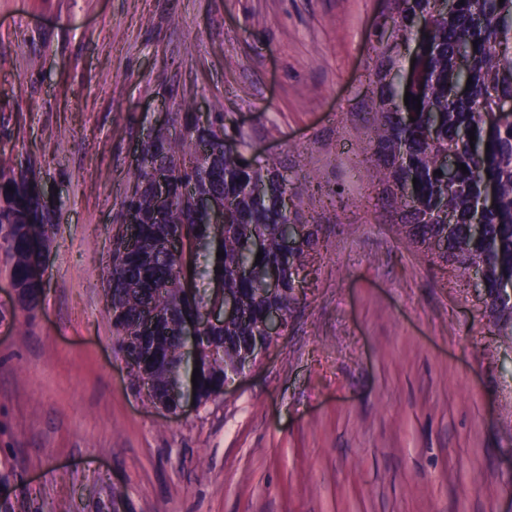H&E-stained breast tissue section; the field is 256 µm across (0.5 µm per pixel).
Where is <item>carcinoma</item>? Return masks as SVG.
Returning <instances> with one entry per match:
<instances>
[{"label": "carcinoma", "instance_id": "carcinoma-1", "mask_svg": "<svg viewBox=\"0 0 512 512\" xmlns=\"http://www.w3.org/2000/svg\"><path fill=\"white\" fill-rule=\"evenodd\" d=\"M389 25L409 52L402 61L392 44L373 49L377 98L369 112L368 147L386 200L401 215L407 236L429 250L438 246V257L456 278L467 283L481 275L490 315L511 326L512 296L500 288L502 278L512 275V124L491 120L487 107L493 98L512 100V0H453L451 7L447 0H396ZM407 91L420 97L421 109L413 100L404 102ZM472 129L477 151L470 146ZM227 139L222 112L207 127L192 112L173 113L172 122L154 132L145 164L134 168L120 200L135 242L124 250L116 245L103 269L105 314L131 385L150 378L146 401L152 407H174L182 394L200 405L223 395L226 378L271 344L262 329L268 309L292 312L300 275L319 245L318 225L309 223L295 247L283 251L288 225L302 223L295 202L309 188L295 185L273 163L252 164L234 144L225 151ZM203 144L209 147L205 156L198 154ZM158 148L169 163L156 169L151 155ZM449 152L455 165L466 166L455 170L451 182L437 175L441 155ZM157 178L167 186L163 205L152 190ZM490 187L493 204L476 211ZM198 193L224 202V223L212 224L195 209ZM286 197L294 202L290 208L283 204ZM444 215L451 224L441 222ZM476 223L482 225L478 236L472 231ZM54 224L56 209L42 188L38 162L16 165L0 158V264L24 288L20 307L32 318L42 294L41 286L28 282V268L40 257L32 238ZM174 236L187 243L182 257L168 247ZM219 251L224 256L217 257ZM185 267L193 278L207 277L209 287L182 291ZM272 267L283 284L276 296L260 291ZM226 296L242 301L241 314L204 331L189 351L182 325ZM147 307L155 312L148 324Z\"/></svg>", "mask_w": 512, "mask_h": 512}]
</instances>
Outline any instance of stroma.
Wrapping results in <instances>:
<instances>
[{"label":"stroma","mask_w":512,"mask_h":512,"mask_svg":"<svg viewBox=\"0 0 512 512\" xmlns=\"http://www.w3.org/2000/svg\"><path fill=\"white\" fill-rule=\"evenodd\" d=\"M394 0H0V156L60 210L35 318L0 270V512H512V335L399 231L364 121ZM220 112L314 191L279 341L215 400L130 386L100 271L137 139Z\"/></svg>","instance_id":"obj_1"}]
</instances>
